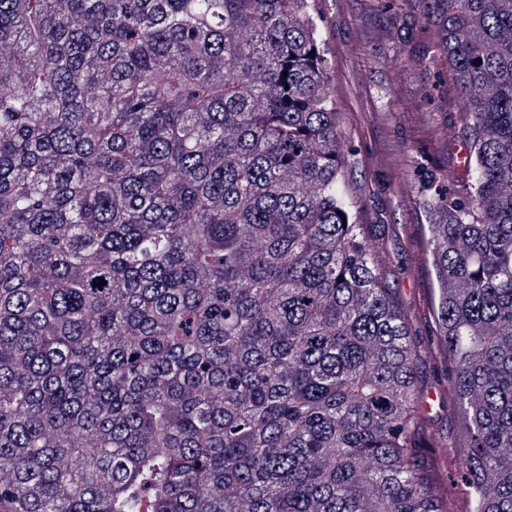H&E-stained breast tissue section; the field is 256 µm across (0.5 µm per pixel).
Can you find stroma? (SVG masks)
Wrapping results in <instances>:
<instances>
[{
  "label": "stroma",
  "instance_id": "1",
  "mask_svg": "<svg viewBox=\"0 0 512 512\" xmlns=\"http://www.w3.org/2000/svg\"><path fill=\"white\" fill-rule=\"evenodd\" d=\"M315 10L346 151L347 194L419 348L425 429L451 444L460 418L443 394L434 356L436 281L426 237L436 190H463L467 103L408 0H315Z\"/></svg>",
  "mask_w": 512,
  "mask_h": 512
}]
</instances>
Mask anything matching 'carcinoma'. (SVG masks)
<instances>
[{
    "label": "carcinoma",
    "mask_w": 512,
    "mask_h": 512,
    "mask_svg": "<svg viewBox=\"0 0 512 512\" xmlns=\"http://www.w3.org/2000/svg\"><path fill=\"white\" fill-rule=\"evenodd\" d=\"M469 108L431 199L467 452L345 187L314 0H0L7 512H512V0H410ZM106 284H99V279Z\"/></svg>",
    "instance_id": "1"
}]
</instances>
